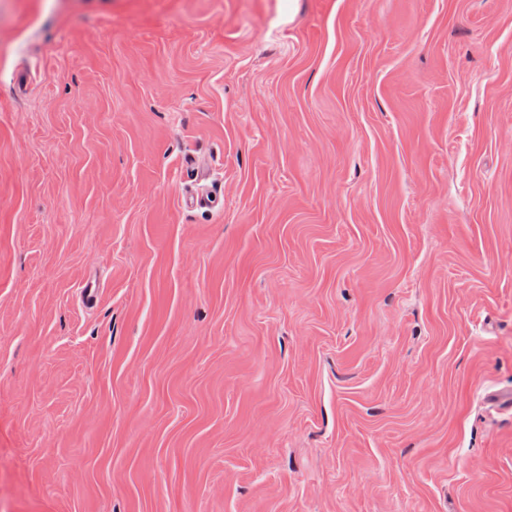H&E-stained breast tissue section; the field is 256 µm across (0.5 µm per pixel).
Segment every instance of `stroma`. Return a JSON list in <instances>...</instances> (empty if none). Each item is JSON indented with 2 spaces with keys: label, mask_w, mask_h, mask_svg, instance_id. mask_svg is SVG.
Listing matches in <instances>:
<instances>
[{
  "label": "stroma",
  "mask_w": 512,
  "mask_h": 512,
  "mask_svg": "<svg viewBox=\"0 0 512 512\" xmlns=\"http://www.w3.org/2000/svg\"><path fill=\"white\" fill-rule=\"evenodd\" d=\"M508 392L512 0H0V512H512Z\"/></svg>",
  "instance_id": "1"
}]
</instances>
